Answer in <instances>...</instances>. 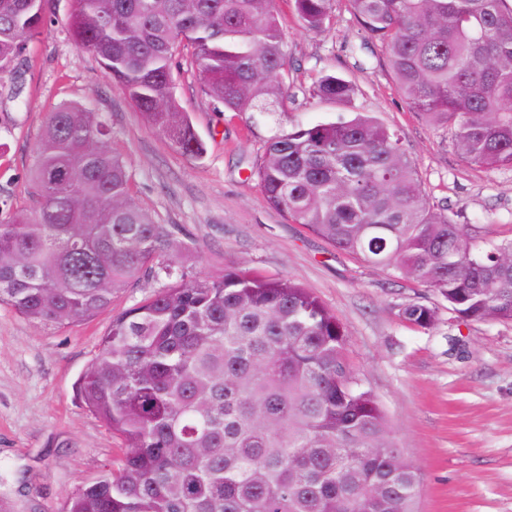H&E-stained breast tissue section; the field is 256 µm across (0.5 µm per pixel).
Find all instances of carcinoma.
Returning <instances> with one entry per match:
<instances>
[{"instance_id":"carcinoma-1","label":"carcinoma","mask_w":512,"mask_h":512,"mask_svg":"<svg viewBox=\"0 0 512 512\" xmlns=\"http://www.w3.org/2000/svg\"><path fill=\"white\" fill-rule=\"evenodd\" d=\"M49 0H0V73L44 24ZM70 32L184 153L204 144L175 96L196 65L236 114L286 112L288 58L272 0H71ZM323 29L334 0H292ZM396 85L479 169L512 168V0H349ZM311 98L349 116L266 140L250 177L267 203L336 250L412 278L462 323L512 321V238L489 243L436 209L397 133L354 110L355 86L320 75ZM102 115L62 106L42 128L33 204L0 221V303L64 327L150 277L164 286L112 317L79 380L87 408L123 441L117 468L62 512H417L422 481L373 393L346 361L336 315L286 276L227 270L190 279L172 227L133 201ZM402 316L428 329L436 309Z\"/></svg>"}]
</instances>
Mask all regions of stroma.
<instances>
[{"mask_svg":"<svg viewBox=\"0 0 512 512\" xmlns=\"http://www.w3.org/2000/svg\"><path fill=\"white\" fill-rule=\"evenodd\" d=\"M288 50V111L238 115L205 95L197 67L176 75V95L205 146L186 155L154 133L95 56L69 31L70 0H49L47 21L0 77V196L30 202L28 174L39 135L62 103L87 105L129 162L136 202L171 225L192 278L242 270L285 275L341 321L352 370L375 393L408 461L422 473L419 512H512V322L458 324L441 296L336 251L270 207L250 177L276 129L336 120L340 108L307 98L328 73L354 83L355 106L396 129L431 203L478 221L486 240L512 235V169H475L450 133L405 103L380 44L348 0H335L319 32L304 30L292 0H273ZM148 280L118 294L110 310L62 328L0 305V512H60L67 494L122 455L120 439L80 402L76 385L113 314L159 290ZM436 308L428 330L402 307Z\"/></svg>","mask_w":512,"mask_h":512,"instance_id":"stroma-1","label":"stroma"}]
</instances>
